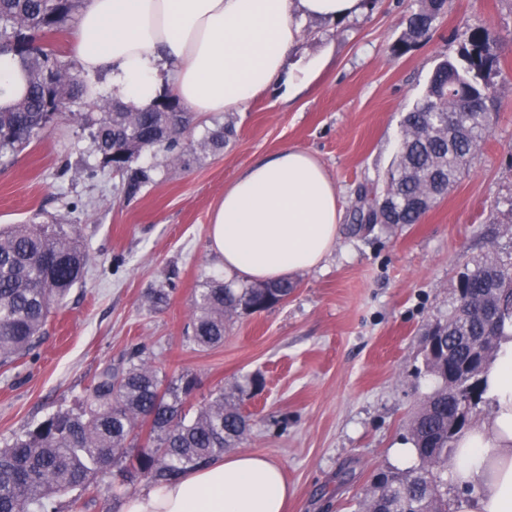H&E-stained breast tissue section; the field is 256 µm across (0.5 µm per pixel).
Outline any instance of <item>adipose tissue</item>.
I'll return each instance as SVG.
<instances>
[{
	"instance_id": "1",
	"label": "adipose tissue",
	"mask_w": 512,
	"mask_h": 512,
	"mask_svg": "<svg viewBox=\"0 0 512 512\" xmlns=\"http://www.w3.org/2000/svg\"><path fill=\"white\" fill-rule=\"evenodd\" d=\"M363 0H87L72 52L88 74L140 109L164 91L198 116L243 111L279 83L306 19L361 14ZM342 209L336 186L309 153L286 147L224 191L210 219L224 274L273 282L319 266ZM489 413L456 443L453 479L478 486L458 512H512V325L485 376ZM288 485L273 461L236 453L127 497L122 512H284Z\"/></svg>"
}]
</instances>
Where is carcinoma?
<instances>
[{
  "label": "carcinoma",
  "mask_w": 512,
  "mask_h": 512,
  "mask_svg": "<svg viewBox=\"0 0 512 512\" xmlns=\"http://www.w3.org/2000/svg\"><path fill=\"white\" fill-rule=\"evenodd\" d=\"M82 0H0V54L17 58L24 95L0 108V158L24 150L47 123L50 111L78 106L70 116L90 129L100 163L121 172L127 195L152 180L134 167L143 153L180 159L196 148L216 152L233 132L217 126L198 143L186 138L196 116L167 96L152 110L102 103L90 78L72 70L41 38L58 30ZM448 0H421L407 20L399 49L426 37ZM493 37L484 28L463 34L460 59L440 61L429 85L403 116L402 139L381 195L358 192L353 219L360 228L416 224L426 209L421 197L436 184L451 183L474 158L490 132L493 90L487 75L498 67ZM74 224H13L0 229V364L26 356L43 338L48 318L81 280L89 264ZM464 296L444 321L435 324L436 350L425 351V372L437 386L409 424L420 467L383 473L362 503V512H448L445 490L448 449L463 431L460 395L482 392L485 371L478 355L456 346V334L489 336L492 364L505 322L512 321V257L490 256L462 273ZM293 284L264 282L237 287L213 280L195 299L188 340L199 348L224 342L226 321L240 312H261L288 298ZM458 376L457 386L448 379ZM188 374L164 383L135 345L119 363L103 368L79 405L58 412L0 448V512H55L56 495L77 491L71 512H84L86 494L110 468L129 485L178 479L239 444L250 424L233 394L220 388L183 413L196 388Z\"/></svg>",
  "instance_id": "cac0c4a2"
}]
</instances>
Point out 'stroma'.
<instances>
[{
	"instance_id": "35a3bbf8",
	"label": "stroma",
	"mask_w": 512,
	"mask_h": 512,
	"mask_svg": "<svg viewBox=\"0 0 512 512\" xmlns=\"http://www.w3.org/2000/svg\"><path fill=\"white\" fill-rule=\"evenodd\" d=\"M418 5L377 0L349 20L307 21L285 70L300 75L328 54L317 77L189 131L198 141L233 123L220 152L179 162L142 154L154 179L134 197L64 116L0 164V227L73 224L91 256L38 347L0 366V447L73 408L97 373L142 343L160 374L196 377L198 401L262 376L242 404L250 430L239 449L281 467L287 512H359L374 475L400 470L392 448L435 386L421 370L428 326L453 308L464 266L512 253V0H450L428 37L396 51ZM476 27L491 31L500 62L487 139L420 223L355 232L358 189L384 190L403 115ZM287 146L313 155L335 183L336 243L321 266L293 276L288 299L234 315L222 344L198 348L187 340L195 295L224 274L209 239L213 208L247 166ZM167 286L168 304L152 307L150 291Z\"/></svg>"
}]
</instances>
